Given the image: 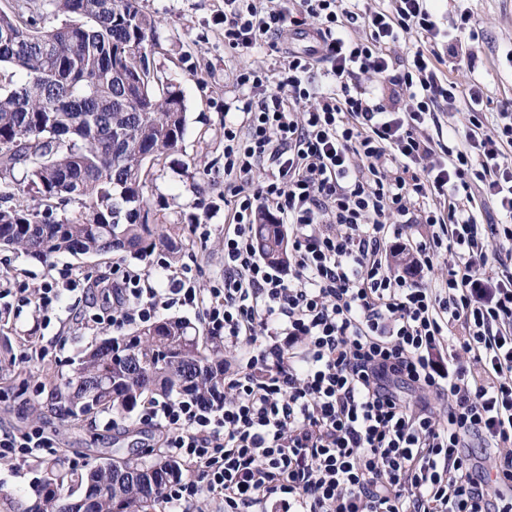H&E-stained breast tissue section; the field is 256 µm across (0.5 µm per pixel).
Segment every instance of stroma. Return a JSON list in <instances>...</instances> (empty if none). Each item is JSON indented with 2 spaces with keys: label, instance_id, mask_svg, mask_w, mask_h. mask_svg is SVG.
<instances>
[{
  "label": "stroma",
  "instance_id": "stroma-1",
  "mask_svg": "<svg viewBox=\"0 0 512 512\" xmlns=\"http://www.w3.org/2000/svg\"><path fill=\"white\" fill-rule=\"evenodd\" d=\"M145 12L159 18L154 62L159 73L180 90L186 107V130L176 152L152 169L147 188L153 217L172 225L178 245L176 258L162 253L140 260L124 252L75 258L57 256L45 264L0 248V284L28 292L51 283L58 271L72 270L81 290L65 293L61 309L42 318L32 306L10 297L8 322L0 326V426L20 430L44 428L61 448L66 469L79 471L94 455L140 453L151 458L161 446L158 429L139 424L137 413H123L117 426L104 414L62 421L47 413L58 374L89 344L102 340L105 325L84 331L74 313L109 315L112 290L124 273L171 265L189 268L198 286L207 288L224 275V113L241 111L249 94L234 73L243 65L273 68L268 51L238 55L224 50V0H140ZM439 11L469 10L479 32L472 50L475 76L483 84L489 111H498L512 97V66L505 55L512 49V0H439ZM207 224L201 240L197 223ZM40 349L24 361V353ZM42 473L30 467L23 476L0 466V512H26L37 498Z\"/></svg>",
  "mask_w": 512,
  "mask_h": 512
}]
</instances>
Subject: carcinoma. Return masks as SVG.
<instances>
[{"label": "carcinoma", "instance_id": "cac0c4a2", "mask_svg": "<svg viewBox=\"0 0 512 512\" xmlns=\"http://www.w3.org/2000/svg\"><path fill=\"white\" fill-rule=\"evenodd\" d=\"M64 16L45 25L17 3L0 9V197L33 191L46 212L0 207V242L48 261L57 255L126 252L144 258L177 249L171 227L150 222L145 189L150 166L178 148L186 127L181 92L158 74L151 57L158 20L139 0H49ZM78 211L61 221L52 211ZM254 245L274 267L288 262L282 225L258 214ZM112 346L88 347L52 392L68 420L130 412L156 396L198 395L224 383V345L204 341L191 323L167 319ZM37 512H79L86 496L96 512H160L162 486L180 464L99 457L81 474L56 460L42 463ZM77 487L80 494H64Z\"/></svg>", "mask_w": 512, "mask_h": 512}]
</instances>
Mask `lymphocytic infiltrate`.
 Wrapping results in <instances>:
<instances>
[{"label": "lymphocytic infiltrate", "instance_id": "f902f5d3", "mask_svg": "<svg viewBox=\"0 0 512 512\" xmlns=\"http://www.w3.org/2000/svg\"><path fill=\"white\" fill-rule=\"evenodd\" d=\"M286 32L314 44L277 45ZM475 32L431 0H224L225 49L277 56L240 67L262 98L224 114V279L164 268L145 288L132 271L109 317L120 330L189 306L238 352L210 403L143 406L186 471L161 490L166 512L201 497L213 512H512V266L498 255L512 253V100L489 121L480 84L441 70ZM458 97L465 128L435 143V107ZM482 199L501 223L480 222ZM261 210L292 231L287 272L253 248ZM394 247L418 273L390 271ZM57 451L42 430L0 428L14 474Z\"/></svg>", "mask_w": 512, "mask_h": 512}]
</instances>
